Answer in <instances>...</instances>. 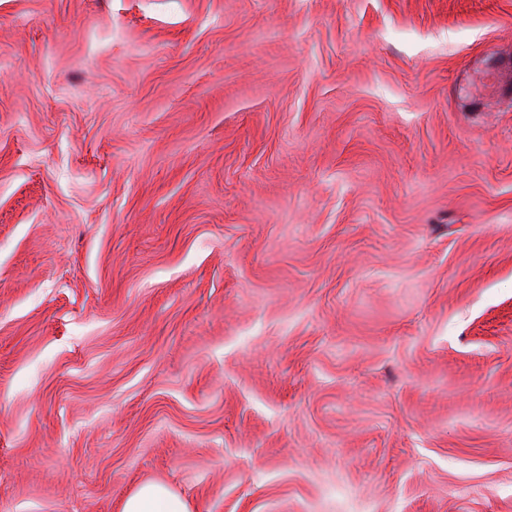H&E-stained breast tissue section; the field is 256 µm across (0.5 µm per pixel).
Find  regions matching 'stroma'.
<instances>
[{"label": "stroma", "instance_id": "stroma-1", "mask_svg": "<svg viewBox=\"0 0 512 512\" xmlns=\"http://www.w3.org/2000/svg\"><path fill=\"white\" fill-rule=\"evenodd\" d=\"M512 0H0V512H512ZM122 512H190L186 502L165 485L140 486L124 502Z\"/></svg>", "mask_w": 512, "mask_h": 512}]
</instances>
